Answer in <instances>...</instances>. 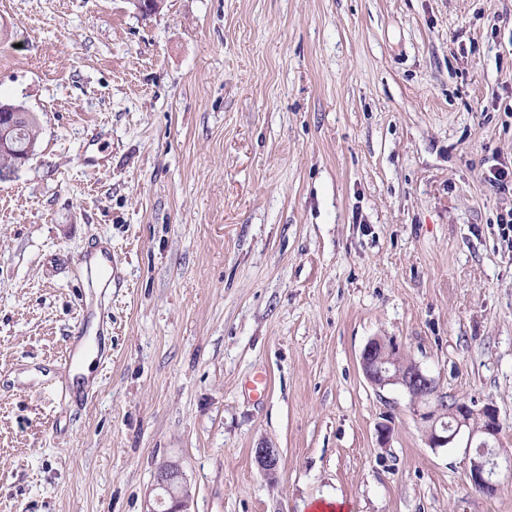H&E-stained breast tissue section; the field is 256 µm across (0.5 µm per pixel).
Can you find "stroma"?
I'll use <instances>...</instances> for the list:
<instances>
[{"mask_svg":"<svg viewBox=\"0 0 512 512\" xmlns=\"http://www.w3.org/2000/svg\"><path fill=\"white\" fill-rule=\"evenodd\" d=\"M0 99L39 125L0 179V512H146L169 460L192 512H512L360 365L391 341L512 454V0H0Z\"/></svg>","mask_w":512,"mask_h":512,"instance_id":"35a3bbf8","label":"stroma"}]
</instances>
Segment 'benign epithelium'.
<instances>
[{"instance_id":"7a95c632","label":"benign epithelium","mask_w":512,"mask_h":512,"mask_svg":"<svg viewBox=\"0 0 512 512\" xmlns=\"http://www.w3.org/2000/svg\"><path fill=\"white\" fill-rule=\"evenodd\" d=\"M360 364L368 383L379 389L389 385H399L410 398V408L420 420L427 423V443L432 448H446L452 444L463 430L476 439V448L467 477L478 491L491 494L497 487V476L501 468H506L512 476V458L504 457L492 448L490 442L497 439L500 420L496 407L485 404L481 409H473L465 401H455L448 405V423L440 421L439 410L442 401L437 391L435 379L422 368L400 357L394 345L382 338L367 342L360 355ZM258 466L268 475H274L279 467V450L260 446L253 449ZM153 503L147 512H190L191 496L179 464L168 462L160 465L155 476Z\"/></svg>"}]
</instances>
